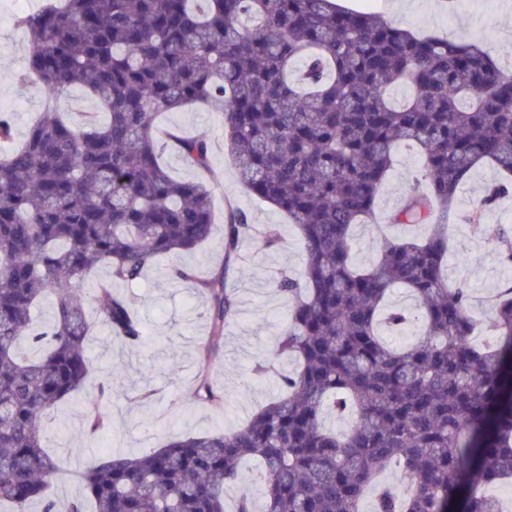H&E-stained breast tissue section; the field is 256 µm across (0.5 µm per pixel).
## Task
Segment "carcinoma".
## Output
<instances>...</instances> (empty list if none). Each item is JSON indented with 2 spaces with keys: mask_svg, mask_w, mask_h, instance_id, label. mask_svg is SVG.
<instances>
[{
  "mask_svg": "<svg viewBox=\"0 0 512 512\" xmlns=\"http://www.w3.org/2000/svg\"><path fill=\"white\" fill-rule=\"evenodd\" d=\"M28 34L20 75L45 112L19 145L0 154V504L59 512L46 495L58 463L44 450L42 421L77 397L90 370L83 303L92 273L113 338L141 347L145 327L131 286L165 254L210 239L209 180L178 181L160 164L169 146L212 175L203 135L154 127L158 112L204 103L224 117V148L239 178L288 217L306 262L273 279L288 296V327L257 371L280 379L279 397L232 433L203 432L137 455L108 453L79 474L94 512H226L225 491L263 485L264 512H361L368 488L391 464L403 488L383 489L372 512H501L483 492L512 479V283L495 299L492 341L477 346L469 291L448 279L445 258L458 193L480 162L512 175V67L471 42L418 36L334 0H45L17 18ZM298 59L303 67L291 80ZM403 84L411 97L388 95ZM84 89L108 113L66 122L60 97ZM422 159L387 223L430 224L420 241L381 238L359 266L352 228L375 202L399 144ZM512 192L494 182L467 221ZM501 263L512 264V225L492 226ZM276 248L280 225L257 230L231 210L224 266L189 281L208 303L207 336L193 402L224 406L210 367L223 358L237 315L228 284L244 240ZM408 289L421 335L397 346L379 332L390 291ZM54 297L53 320L33 328ZM26 342L39 350L31 359ZM291 359L294 369L278 364ZM354 412L346 430L325 429L327 411ZM112 428L108 408L87 420ZM250 459L262 468L252 474Z\"/></svg>",
  "mask_w": 512,
  "mask_h": 512,
  "instance_id": "carcinoma-1",
  "label": "carcinoma"
}]
</instances>
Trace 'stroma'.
I'll use <instances>...</instances> for the list:
<instances>
[{
	"mask_svg": "<svg viewBox=\"0 0 512 512\" xmlns=\"http://www.w3.org/2000/svg\"><path fill=\"white\" fill-rule=\"evenodd\" d=\"M349 10L369 11L403 29L481 43L502 66L512 65V0H339ZM23 0H0V109L14 104L16 141H24L32 123L44 110L41 96L21 84L29 41L14 19ZM158 128L177 134L206 135L210 142L215 177L213 210L216 227H223L228 208L246 214L256 226L278 224L283 244L264 251L246 244L231 274L239 296V313L224 338V359L214 366L224 385V407L216 410L191 405L185 391L199 369L197 343L208 331L205 300L191 283L169 279L161 271H148L128 291L148 336L144 346L130 350L114 342L108 327L96 323L87 354L95 381L111 378L125 392L111 412L110 431L91 434L85 418L97 408L96 392L80 394L61 403L45 422L48 451L60 465L47 494L56 500L84 495L78 472L111 451L137 454L177 436L208 431H233L244 426L261 406L276 398L280 385L274 376L256 377L254 365L271 350L288 323V299L272 285L280 270L302 269L306 255L298 231L276 207L253 197L240 183L237 170L224 149V118L202 104L160 113ZM421 167L415 148L400 145L395 162L377 199L378 217L398 209ZM489 164L475 168L459 193V216L452 225L448 251V278L467 288L475 317L490 324L491 298L504 283L505 267L488 233L476 230L466 216L478 206L486 186L499 180ZM224 264L221 237L195 250L163 258V268L187 266L207 276Z\"/></svg>",
	"mask_w": 512,
	"mask_h": 512,
	"instance_id": "35a3bbf8",
	"label": "stroma"
}]
</instances>
